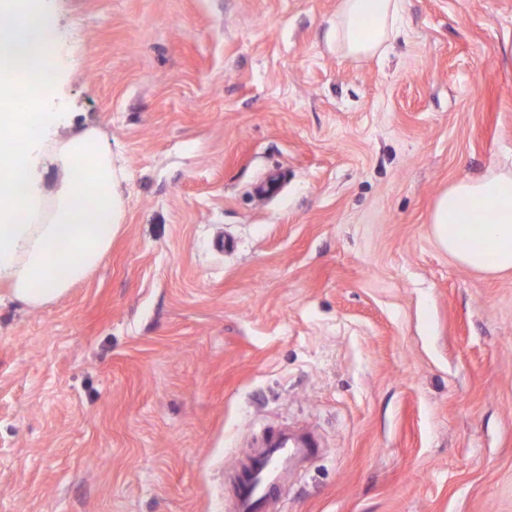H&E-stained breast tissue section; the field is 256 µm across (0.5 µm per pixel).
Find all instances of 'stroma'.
<instances>
[{
	"mask_svg": "<svg viewBox=\"0 0 512 512\" xmlns=\"http://www.w3.org/2000/svg\"><path fill=\"white\" fill-rule=\"evenodd\" d=\"M46 0L55 130L120 169L100 267L0 306V512H226L270 425L323 448L273 512H512V276L429 224L512 157V0ZM404 0H340L330 32L336 50L354 58L374 56L401 34Z\"/></svg>",
	"mask_w": 512,
	"mask_h": 512,
	"instance_id": "1",
	"label": "stroma"
}]
</instances>
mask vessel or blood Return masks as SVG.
Wrapping results in <instances>:
<instances>
[{"label": "vessel or blood", "mask_w": 512, "mask_h": 512, "mask_svg": "<svg viewBox=\"0 0 512 512\" xmlns=\"http://www.w3.org/2000/svg\"><path fill=\"white\" fill-rule=\"evenodd\" d=\"M320 448L309 431L290 426L265 429L234 471L231 512H271L288 486L289 475Z\"/></svg>", "instance_id": "b4317fda"}]
</instances>
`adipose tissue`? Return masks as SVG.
Instances as JSON below:
<instances>
[{
    "instance_id": "1",
    "label": "adipose tissue",
    "mask_w": 512,
    "mask_h": 512,
    "mask_svg": "<svg viewBox=\"0 0 512 512\" xmlns=\"http://www.w3.org/2000/svg\"><path fill=\"white\" fill-rule=\"evenodd\" d=\"M404 0H340L330 36L337 50L367 58L400 35ZM0 283L9 298L37 309L65 296L104 261L118 226L110 154L89 128L61 139L64 176L52 194L32 180L49 117L42 75L58 57L38 0H0ZM439 246L463 267L512 274V165L456 181L430 216Z\"/></svg>"
}]
</instances>
